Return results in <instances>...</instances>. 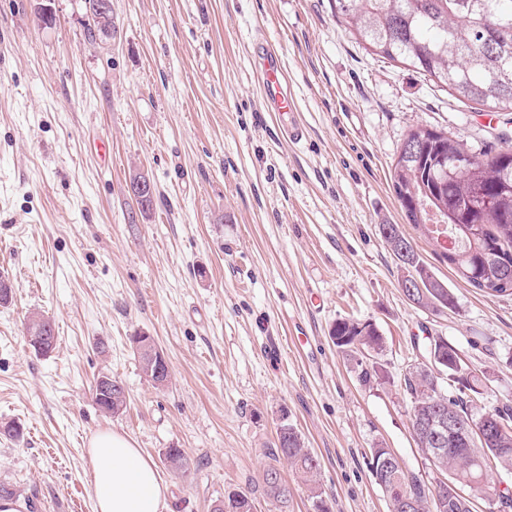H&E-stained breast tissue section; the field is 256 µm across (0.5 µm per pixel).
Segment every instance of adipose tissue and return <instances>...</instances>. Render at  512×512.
<instances>
[{
    "instance_id": "ef3b65f1",
    "label": "adipose tissue",
    "mask_w": 512,
    "mask_h": 512,
    "mask_svg": "<svg viewBox=\"0 0 512 512\" xmlns=\"http://www.w3.org/2000/svg\"><path fill=\"white\" fill-rule=\"evenodd\" d=\"M88 454L94 512H167L165 481L127 435L99 430L89 441Z\"/></svg>"
}]
</instances>
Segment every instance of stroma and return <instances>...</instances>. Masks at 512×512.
Listing matches in <instances>:
<instances>
[{
	"instance_id": "stroma-1",
	"label": "stroma",
	"mask_w": 512,
	"mask_h": 512,
	"mask_svg": "<svg viewBox=\"0 0 512 512\" xmlns=\"http://www.w3.org/2000/svg\"><path fill=\"white\" fill-rule=\"evenodd\" d=\"M0 0V481L36 512H94L91 435L126 433L168 486V512H212L243 491L254 512H313L287 463V508L263 490L289 420L320 464L332 512H388L368 467L387 448L435 484L410 428L403 382L439 336L482 380L474 414L512 405V296L464 283L406 224L390 176L408 131L448 133L474 153L512 139V112L457 98L372 54L334 0H112L116 35L92 41L82 0ZM265 39L305 128L289 140L265 111L253 45ZM148 175L141 212L127 184ZM401 225L457 299L439 312L403 295L378 227ZM49 318L57 344H28ZM370 321L381 353L347 355L330 329ZM153 336L171 372L159 389L132 339ZM377 367L372 382L362 369ZM103 373L128 404L100 411ZM180 448L184 473L165 449Z\"/></svg>"
}]
</instances>
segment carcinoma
Masks as SVG:
<instances>
[{"instance_id":"cac0c4a2","label":"carcinoma","mask_w":512,"mask_h":512,"mask_svg":"<svg viewBox=\"0 0 512 512\" xmlns=\"http://www.w3.org/2000/svg\"><path fill=\"white\" fill-rule=\"evenodd\" d=\"M336 11L350 32L373 54L398 61L447 88L456 96L496 112H512V0H336ZM407 137L422 143L416 156L397 155L391 182L399 200L418 206L404 213L407 223L434 240L451 239L442 257L455 274L491 295H512V144L474 154L464 144L428 127L411 129ZM464 162L466 174H455ZM379 232L401 267L427 280L424 288H402L413 304L440 311L455 307L454 294L421 261L415 248L398 252V224H381ZM331 337L340 350H383V340L370 322L341 318ZM429 354L442 359L440 369L456 391L442 392L439 378L419 363L408 365L403 381L411 399V426L420 448L446 481L432 490L399 465L378 473L380 461L392 456L373 448L368 466L387 495L389 512H472L464 494L486 491L487 477L497 467L512 470V408L475 417L468 403L480 394L481 379L459 351L441 337L430 342ZM438 412L472 420L467 432H449L443 447L426 439L425 426ZM274 460L285 459L308 487L314 512H330L319 483V462L290 423L277 431ZM266 495L285 506L291 488L279 469L263 477ZM253 499L232 491L219 501V512H253Z\"/></svg>"}]
</instances>
